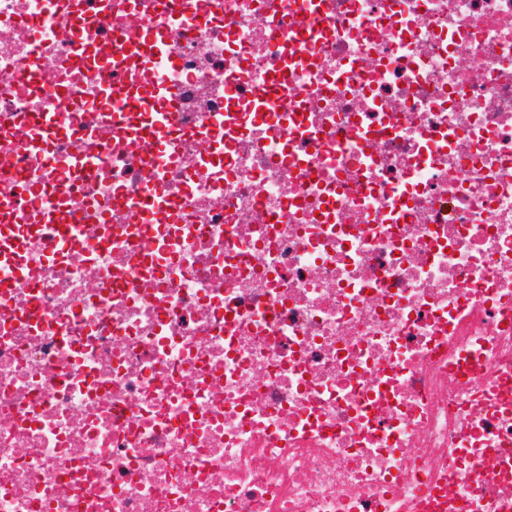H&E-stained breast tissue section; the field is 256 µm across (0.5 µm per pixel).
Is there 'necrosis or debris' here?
<instances>
[{"mask_svg": "<svg viewBox=\"0 0 512 512\" xmlns=\"http://www.w3.org/2000/svg\"><path fill=\"white\" fill-rule=\"evenodd\" d=\"M0 512H512V0H0Z\"/></svg>", "mask_w": 512, "mask_h": 512, "instance_id": "4bbe7bcc", "label": "necrosis or debris"}]
</instances>
